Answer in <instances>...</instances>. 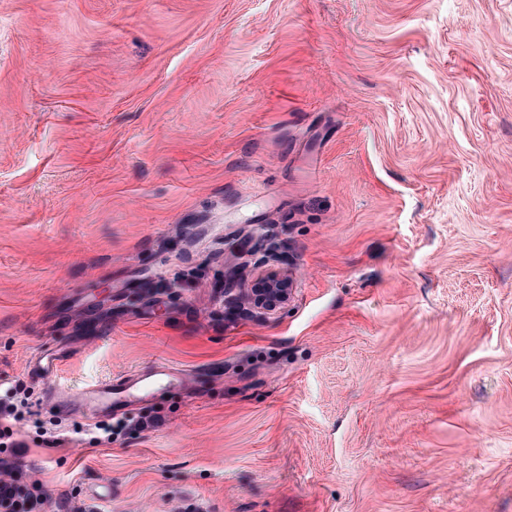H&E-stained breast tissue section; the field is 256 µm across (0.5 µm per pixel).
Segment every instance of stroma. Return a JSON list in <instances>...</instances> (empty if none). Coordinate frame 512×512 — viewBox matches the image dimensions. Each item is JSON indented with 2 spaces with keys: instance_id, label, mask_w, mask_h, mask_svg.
I'll list each match as a JSON object with an SVG mask.
<instances>
[{
  "instance_id": "obj_1",
  "label": "stroma",
  "mask_w": 512,
  "mask_h": 512,
  "mask_svg": "<svg viewBox=\"0 0 512 512\" xmlns=\"http://www.w3.org/2000/svg\"><path fill=\"white\" fill-rule=\"evenodd\" d=\"M40 354L183 382L49 447ZM18 384L32 512H512V0H0ZM280 263V257L272 252H265L258 260V273L248 284L241 288L243 296L250 302L251 308L258 313L271 312L286 303L293 290L294 278L292 272L283 267L274 266Z\"/></svg>"
}]
</instances>
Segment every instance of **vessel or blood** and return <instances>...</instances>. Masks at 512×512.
I'll list each match as a JSON object with an SVG mask.
<instances>
[{"mask_svg": "<svg viewBox=\"0 0 512 512\" xmlns=\"http://www.w3.org/2000/svg\"><path fill=\"white\" fill-rule=\"evenodd\" d=\"M30 369L51 382L46 393L47 404L68 415H82L90 419L108 416L112 412L137 404L153 385L173 386L180 382L175 371L159 366L152 369L150 376L124 375L88 385L75 394L55 381L59 370L58 359L40 358L31 363Z\"/></svg>", "mask_w": 512, "mask_h": 512, "instance_id": "b4317fda", "label": "vessel or blood"}]
</instances>
